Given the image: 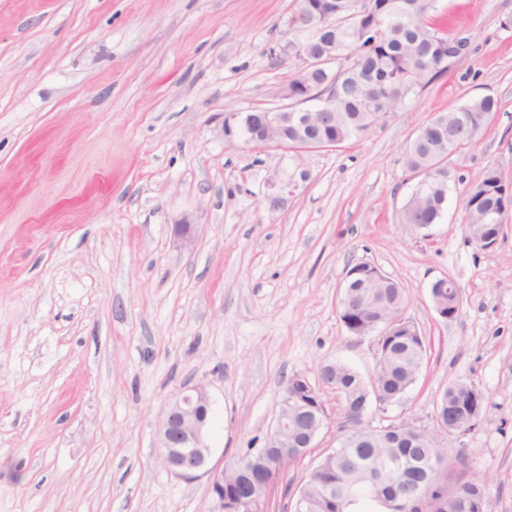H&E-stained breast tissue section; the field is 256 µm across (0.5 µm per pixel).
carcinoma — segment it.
<instances>
[{
    "mask_svg": "<svg viewBox=\"0 0 512 512\" xmlns=\"http://www.w3.org/2000/svg\"><path fill=\"white\" fill-rule=\"evenodd\" d=\"M334 19L326 18L327 0H295L288 16L289 43L308 42V55L334 50L345 64L312 73L300 66L288 82V94L298 103L332 96L333 119L306 126L288 125V146L312 140L339 145L367 130L380 113H394L407 99L448 73L451 35L433 15L437 0H335ZM498 103L491 96L473 98L434 116L406 150L412 172L432 170L429 184L420 185L402 211L401 223L410 233L418 225L442 219L441 202L448 195L449 172L443 159L473 143L491 122ZM468 239L486 219L498 220L493 233L503 234L499 219L512 210V186L493 167L466 188L464 194ZM404 294L396 288H349L339 317L354 336L371 334V322L403 313ZM377 370L365 379L351 367L329 363L322 379H333L341 394L342 412L352 422L364 406L392 403L416 381L426 355L425 341L397 337L376 340ZM473 382L450 385L440 395L444 411L459 414L458 425L471 431L482 413L469 410ZM358 438L330 451L315 473L300 485L301 512H485V493L475 481H463L451 466L445 448H430L441 427H416L402 421L383 429L356 427ZM241 458L228 465L224 499L232 503L254 485L265 483L271 469L280 467L273 454L256 457L252 473L236 477Z\"/></svg>",
    "mask_w": 512,
    "mask_h": 512,
    "instance_id": "cac0c4a2",
    "label": "carcinoma"
}]
</instances>
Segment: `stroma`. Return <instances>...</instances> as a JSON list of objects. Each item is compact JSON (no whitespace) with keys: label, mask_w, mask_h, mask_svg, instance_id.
<instances>
[{"label":"stroma","mask_w":512,"mask_h":512,"mask_svg":"<svg viewBox=\"0 0 512 512\" xmlns=\"http://www.w3.org/2000/svg\"><path fill=\"white\" fill-rule=\"evenodd\" d=\"M294 0H0V512H211L206 477L172 473L159 427L195 385L223 466L263 447L296 375L375 371V339L339 318L344 275L379 267L405 296L427 356L395 403L364 420L434 427L470 380L487 409L449 437L486 512H512V211L489 250L463 230L488 167L512 183V0H438L471 52L342 145L295 154L225 142V113L281 107L297 62L272 65ZM489 95L498 110L449 156L430 240L400 222L418 178L405 151L438 112ZM308 179H301V172ZM199 227L181 249L179 224ZM452 277L463 304L435 313ZM300 486L344 435L334 390Z\"/></svg>","instance_id":"obj_1"}]
</instances>
